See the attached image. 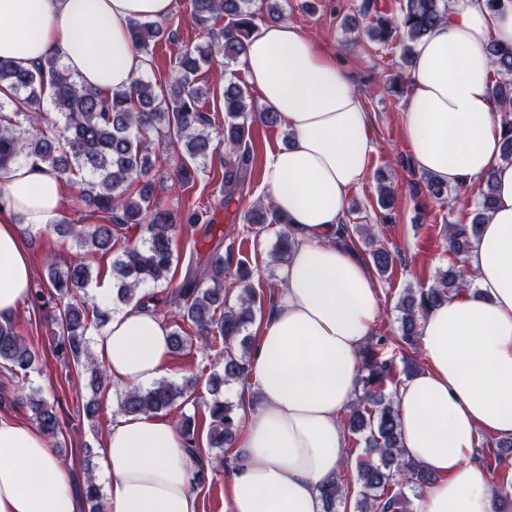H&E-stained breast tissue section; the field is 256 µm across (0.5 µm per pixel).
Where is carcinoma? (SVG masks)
<instances>
[{"label":"carcinoma","mask_w":512,"mask_h":512,"mask_svg":"<svg viewBox=\"0 0 512 512\" xmlns=\"http://www.w3.org/2000/svg\"><path fill=\"white\" fill-rule=\"evenodd\" d=\"M187 10L204 32H210L218 23H224L219 37L204 45L187 49L176 58V81L153 82L138 78L129 91L102 92L79 82L54 56H49L31 68L21 67L0 58V86L12 95L0 99V168L33 158L47 167L70 177L78 178L81 200L99 213L98 224H56L53 232L72 239L78 246L98 255L112 253L121 237L135 236L147 227V236L140 243L124 247L112 264L117 279L118 299L135 309L154 311L157 299L141 293V287L167 281L175 261L173 233L176 217L161 207L156 199V175L152 174V140L155 132L163 138L184 142L186 153L179 156L174 168L177 183L186 186L193 181L198 163L219 157L224 169L222 192L225 201L246 196L251 184L252 153L249 139L252 122L267 125L279 122L275 112H254L248 102L247 91L234 82L224 85V144H215L208 133L212 125L204 112L210 89L197 81L201 66L220 55L228 60L243 56L246 45L261 25L281 20L280 6L274 3L267 13L258 16L248 8V0H185ZM400 20L391 16L374 15L364 33L383 45L392 42L397 28L406 32L402 45L403 59L410 63L414 44L437 24L448 12V0H403ZM129 36L147 64H153L155 49L173 34L166 32L159 22L135 20L129 25ZM498 80L492 93L503 112L506 138L503 158L512 162V45L494 42L487 47ZM49 101L62 125L51 124L35 134L22 127L18 117L40 111ZM428 194L439 202L448 201V184L431 176H423ZM495 192L492 174H487L480 185V199L470 223L451 224L448 232V267L441 270L433 285L416 291L408 290L399 305L400 334L371 336L360 353V388L349 407L348 427L365 434V453L357 463L360 485L355 501H350L349 490L336 476L321 489L325 512H337V507L353 512H410V500L403 488L413 492L428 487L435 477L422 466L403 458L401 430L393 394L390 390L400 383L393 358L387 350L406 354L416 348L419 319L428 307L462 290L467 282L459 269L461 257L469 250L481 224L494 208ZM249 228L261 233L284 219L272 204L252 207L244 212ZM359 231L370 242L372 264L383 276L391 266V254L376 243L375 233L367 224H342L337 239L350 250H356L353 231ZM294 241L288 232L279 235L271 252L276 263L288 260ZM224 236L215 238V245L204 256L190 264L182 281L172 289L168 303L177 308L170 321L168 340L171 353L178 354L187 342L183 325L195 329L197 336L209 348L222 344L223 370L212 372L208 379L211 396L205 414L210 420L207 445L224 448L231 445L240 428V407L224 401V386L245 380L249 362L234 350V343L256 318V293L246 285L252 270L232 249L221 253ZM233 278L244 284L238 303L229 305L224 300V281ZM92 282V269L85 262L59 265L50 260L46 265L45 288L53 299L62 300L86 289ZM52 321L57 327L53 354L68 366L88 376L91 396L82 402L86 417L96 416L98 396L107 387V375L97 361L88 340L91 328H102L107 314L100 308L91 311L68 302L58 308ZM40 352L31 346L11 319L0 322V364L9 366L15 375L26 376L33 369ZM187 396V390L177 384L160 380L149 388H134L124 392L120 400L123 413H159L171 408ZM21 401L31 412L38 429L47 437L55 438L61 432V420L48 401L37 391L21 395ZM203 421L188 416L179 427L186 447H200ZM94 453L83 461L86 474L84 501L88 512H101V492L94 474ZM224 466V458L215 455L207 466L199 467L194 483L205 484L207 470ZM497 512H512V490L508 479L499 477L494 486Z\"/></svg>","instance_id":"obj_1"}]
</instances>
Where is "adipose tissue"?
Returning a JSON list of instances; mask_svg holds the SVG:
<instances>
[{
    "label": "adipose tissue",
    "mask_w": 512,
    "mask_h": 512,
    "mask_svg": "<svg viewBox=\"0 0 512 512\" xmlns=\"http://www.w3.org/2000/svg\"><path fill=\"white\" fill-rule=\"evenodd\" d=\"M173 0H0V58L32 67L53 55L82 84L131 89L147 68L132 20L161 21ZM512 44V0H448V14L415 45L403 140L420 172L478 188L493 174L496 206L461 265L471 288L448 295L420 320L425 369L395 395L406 460L435 475L416 512H494L488 474L474 458L487 438L512 439V163L492 98L490 43ZM262 103L292 139L271 153L264 185L295 245L280 269L277 303L248 374L255 400L241 411L236 466L224 512H324L320 485L346 461L343 414L359 389V354L380 310L368 266L336 230L374 150L372 114L335 55L299 28L261 26L243 57ZM65 177L23 160L0 169V321L30 294L25 229L51 228ZM110 319L95 352L113 386L131 389L167 371L169 329L146 310L114 308L112 289L92 290ZM196 460L162 413L116 417L98 450L105 512H198ZM0 512H81L71 474L46 436L0 417Z\"/></svg>",
    "instance_id": "obj_1"
}]
</instances>
